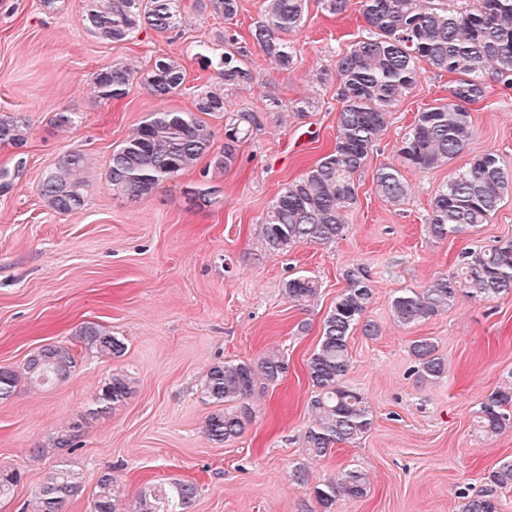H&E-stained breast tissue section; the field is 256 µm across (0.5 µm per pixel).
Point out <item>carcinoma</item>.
Wrapping results in <instances>:
<instances>
[{
  "instance_id": "cac0c4a2",
  "label": "carcinoma",
  "mask_w": 512,
  "mask_h": 512,
  "mask_svg": "<svg viewBox=\"0 0 512 512\" xmlns=\"http://www.w3.org/2000/svg\"><path fill=\"white\" fill-rule=\"evenodd\" d=\"M350 0H317L330 15L347 12ZM198 12L211 10L233 21L239 0H195ZM308 0H262L250 35L266 56L282 71L297 61L292 36L302 27ZM360 13L368 25L366 33L336 54L335 70H317L323 83L336 79L341 104L334 145L297 179L286 184L267 208L257 225V234L269 252H286L300 244L325 245L342 235L347 215L358 205L356 176L374 153L387 130L390 115L417 85L425 72L455 76L448 100L428 105L417 113L397 147L399 165L386 164L376 170L374 187L389 204L401 206L409 185L400 168L426 171L447 165L467 147L472 135L470 108L486 97L491 79L512 87V0H360ZM182 0H88L82 25L95 38L119 43L142 30L159 34L179 31ZM225 46L212 59L209 47L196 45L193 56L215 70L216 81L202 87L195 98V111L163 110L141 121L132 135L112 150L106 181L112 191L137 199L152 194L163 182L196 168L204 158L217 170L227 168L236 158L239 143L263 131L273 119L287 122L288 113L302 115L312 102H288L273 92L265 95L264 115L232 108L231 90L250 91L261 86L247 66L245 51L234 47L237 37L228 31L214 36ZM186 72L170 58H157L150 69L122 62L94 72L93 92L98 101L110 103L126 97L133 86H143L160 99L178 93ZM229 118L224 125V150L213 148L214 133L200 115ZM77 113L63 109L50 119L56 128H70ZM29 124L10 115L0 116V144L16 149L27 143ZM89 158L80 151L68 153L56 169L40 183L38 191L49 207L61 214L81 210L85 205V174ZM512 195V169L491 152L475 156L437 191L426 224L435 240L450 235L473 233L488 223L506 198ZM457 270L440 274L423 289L401 288L391 302L397 321L411 326L437 316L461 296L485 301L512 293V241L486 248L475 246L460 252ZM345 288L322 321L321 337L307 360V374L314 388L309 407L313 415L304 434L308 454L326 457L340 444L363 437L372 426L365 397L347 387L349 340L356 329L374 339L378 324L366 319L373 299L368 271L361 266L345 270ZM288 301L299 305L313 300L318 281L308 275L288 279L282 285ZM81 342L105 356L118 358L125 346L104 328L86 325L79 332ZM417 360V377L433 382L448 372L447 361L437 354L429 338L412 341ZM77 364L73 348L49 344L32 354L24 373L0 369V400L11 397L20 380L40 382L62 375ZM287 364L278 350L266 352L255 362L229 361L209 368L203 392L217 408L207 417L204 435L215 443H227L242 436L252 418L249 400L257 383H278ZM132 392L130 378L115 374L96 401L101 408L127 399ZM477 427L496 435L512 426V386L487 394L476 412ZM80 424L57 433L51 447L37 448L39 456L75 447ZM21 479L20 472L0 468V500L10 497ZM499 487L512 486V460L503 461L490 474ZM83 492L80 476L60 465L46 475L34 494L32 512H63L68 500ZM369 483L364 472L346 469L341 475L313 488L312 494L323 512H330L336 499L359 500L367 496ZM197 495L191 482L175 481L169 493L142 492L135 512H185ZM93 512H125L124 498L112 473L103 471L91 492ZM464 512H498L497 500L489 494L467 497Z\"/></svg>"
}]
</instances>
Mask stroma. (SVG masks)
Returning a JSON list of instances; mask_svg holds the SVG:
<instances>
[{
    "instance_id": "1",
    "label": "stroma",
    "mask_w": 512,
    "mask_h": 512,
    "mask_svg": "<svg viewBox=\"0 0 512 512\" xmlns=\"http://www.w3.org/2000/svg\"><path fill=\"white\" fill-rule=\"evenodd\" d=\"M185 3L178 34L144 31L129 42L104 43L80 21L85 0H62L50 13L40 0H0V115L30 124L24 148L0 145V169L12 174L0 181V368L22 371L48 344L79 354L65 378L45 388L20 382L0 400V466L23 474L0 512H28L36 488L59 463L79 473L87 490L112 471L130 505L146 486L194 481L198 493L186 512H321L313 487L353 467L367 475L370 491L360 500L337 499L331 512H462L468 494L493 495L500 512H512V487L489 479L512 459V427L487 437L474 423L483 397L512 384V294L481 302L461 297L409 327L391 312L398 289L454 273L463 248L512 240V197L473 234L433 240L425 231L433 196L473 156L492 152L512 166V88L491 84L471 110L467 148L448 165L402 167L410 191L393 207L374 190L376 170L396 162L395 147L417 112L449 95L450 75L425 73L395 107L360 174L359 203L342 236L273 253L256 226L285 184L334 144L337 85L317 83L314 72L333 66L337 51L357 39L364 26L359 6L329 16L310 0L295 36L297 63L283 72L249 41L261 0H241L230 25L216 13L198 15L194 0ZM228 26L261 82L232 93L234 108L262 110L269 90L288 101L314 99V106L289 115L287 126L267 123L239 146L227 170L205 175L196 168L134 200L114 194L105 179L113 149L150 113L193 111L204 66L186 49ZM162 56L186 70L180 93L160 100L136 87L109 104L94 97L90 78L100 68L125 62L144 70ZM65 108L82 121L60 131L50 118ZM75 149L91 159L86 204L61 214L38 187ZM194 188L211 190L216 204H190L186 192ZM353 265L370 274L366 317L380 334L351 336L345 383L364 395L373 424L361 439L314 460L303 441L311 421L306 363ZM297 275L320 281L315 301L297 306L285 298L284 281ZM89 324L120 339L124 355L83 351L79 331ZM420 338L432 339L448 363L438 382L415 374L410 345ZM269 349L287 361L283 379L257 387L253 418L240 438L209 441L203 424L214 405L201 387L206 371L218 362L257 360ZM116 372L133 378V393L98 412L96 398ZM74 422L81 425L76 448L35 456V448L49 446ZM299 466L306 471L301 483L292 478Z\"/></svg>"
}]
</instances>
